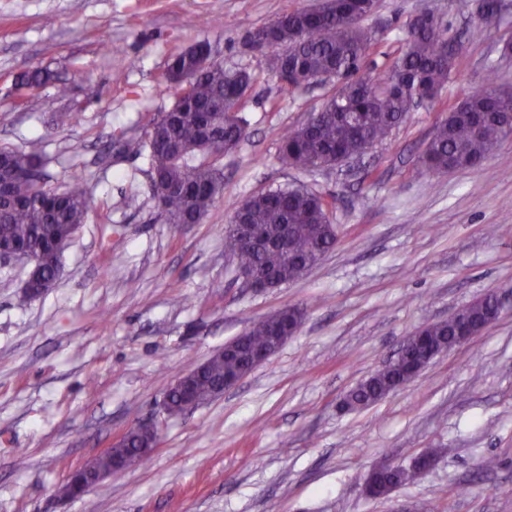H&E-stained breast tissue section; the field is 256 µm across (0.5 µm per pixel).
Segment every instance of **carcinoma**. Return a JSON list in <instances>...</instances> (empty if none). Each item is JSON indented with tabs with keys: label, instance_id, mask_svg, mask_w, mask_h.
Here are the masks:
<instances>
[{
	"label": "carcinoma",
	"instance_id": "1",
	"mask_svg": "<svg viewBox=\"0 0 512 512\" xmlns=\"http://www.w3.org/2000/svg\"><path fill=\"white\" fill-rule=\"evenodd\" d=\"M375 0H322L310 9L286 12L273 23L249 33L253 48L271 54L270 66L286 89L329 74L343 83L339 96L329 98L311 113L313 125L288 132L281 141L279 161L286 168L331 167L337 154L352 155L365 144L386 138L402 123L417 101L430 108L457 75L458 44L448 37V26L437 14L415 17L407 24L406 38L392 64L364 79L374 42L370 29L351 23L350 17L370 16ZM203 43L171 56L167 81L176 89L173 114L149 123L145 138L126 139L123 148L137 155L148 152L154 196L169 224H197L221 196L224 173L216 162L234 150L246 136L241 112L255 81L248 70L226 69L204 63ZM492 79L448 108L422 156L433 172L480 166L512 127V95L494 94ZM0 164L12 170L8 195L0 199V242L21 246L39 259L37 287L55 282L59 272L57 249L66 245L90 210L88 184L74 175L62 191L45 187L41 141L27 151L0 147ZM330 203L301 184H290L253 195L233 207L256 226L257 237L240 240L230 227L224 230V249L237 266L256 271L277 288L298 280L336 245L329 220ZM475 332L493 321L487 303L467 307ZM304 311L279 309L252 325L243 342L216 353L195 371L190 387L197 399L207 401L228 377L242 372L251 353L276 352L281 335L299 328ZM451 320L423 326L427 342L413 341L406 357L376 371L346 395V400L369 407L410 379L412 371L427 364L428 348L446 347L456 337ZM157 432L135 427L123 447L92 462L86 473L94 482L99 472L112 473L113 458L142 460V451L157 445ZM418 475L415 466L390 472H369L376 495L391 494Z\"/></svg>",
	"mask_w": 512,
	"mask_h": 512
}]
</instances>
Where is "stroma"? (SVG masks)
I'll use <instances>...</instances> for the list:
<instances>
[{
	"label": "stroma",
	"mask_w": 512,
	"mask_h": 512,
	"mask_svg": "<svg viewBox=\"0 0 512 512\" xmlns=\"http://www.w3.org/2000/svg\"><path fill=\"white\" fill-rule=\"evenodd\" d=\"M506 2L488 21L477 0H379L364 21L376 69L427 9L460 39L459 74L440 105L409 113L356 161L308 172L281 168V138L341 85L284 89L247 35L314 0H0V146L41 140L47 188L78 173L93 203L38 298L22 299L23 262L0 263V512H512V138L476 169L421 162L487 66L512 92ZM200 41L214 62L254 74L248 136L219 160L224 193L201 223L168 224L147 155L109 143L143 137L173 107L169 60ZM36 69L48 81L17 96L16 76ZM62 112L74 121L57 125ZM292 182L331 201L336 246L295 282L245 287L224 252L232 207ZM490 291L505 309L481 335L378 403L343 409L407 336ZM291 306L304 320L274 356L192 412L162 414L177 376ZM152 422L160 441L144 462L81 499L57 497L76 468ZM433 448L414 482L366 495L376 464Z\"/></svg>",
	"instance_id": "35a3bbf8"
}]
</instances>
